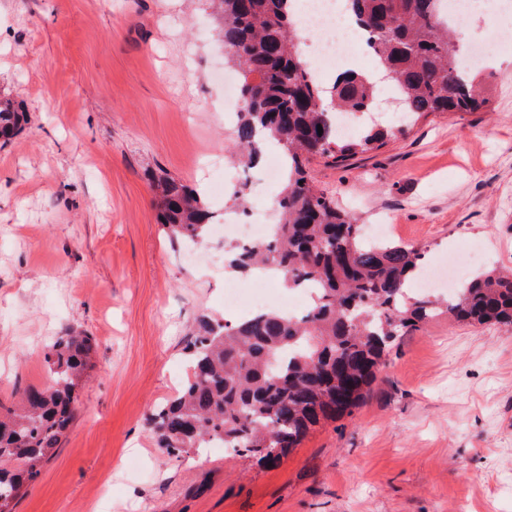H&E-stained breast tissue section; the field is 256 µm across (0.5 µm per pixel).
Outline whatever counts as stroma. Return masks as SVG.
<instances>
[{
    "label": "stroma",
    "mask_w": 512,
    "mask_h": 512,
    "mask_svg": "<svg viewBox=\"0 0 512 512\" xmlns=\"http://www.w3.org/2000/svg\"><path fill=\"white\" fill-rule=\"evenodd\" d=\"M207 0H0V97L26 121L0 147V403L43 387L69 329L96 351L76 417L15 512H512V330L441 316L400 337L365 402L273 466L218 448L176 456L147 417L189 374L188 330L224 316V240L186 259L157 222L152 174L216 217L224 69ZM475 71L476 112L429 115L320 185L425 262L476 247L512 268V29Z\"/></svg>",
    "instance_id": "stroma-1"
}]
</instances>
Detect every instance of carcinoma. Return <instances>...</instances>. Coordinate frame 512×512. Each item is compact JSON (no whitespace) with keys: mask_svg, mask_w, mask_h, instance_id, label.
Segmentation results:
<instances>
[{"mask_svg":"<svg viewBox=\"0 0 512 512\" xmlns=\"http://www.w3.org/2000/svg\"><path fill=\"white\" fill-rule=\"evenodd\" d=\"M291 2L209 0L227 63L240 77L242 112L228 153L252 166L260 141L269 138L287 162L272 237L247 247L231 243L225 258L242 276L273 268L287 288L312 283L316 295L301 317L270 309L236 321L196 320L186 346L187 383L149 418L167 455L215 439L253 457L268 442L297 447L316 426L350 416L363 403L397 337L445 312L455 321L512 328L511 274L467 280L443 309L410 294L420 250L367 241L359 218L310 173L316 158L338 167L406 134L423 116L472 112L489 102V89L461 66L443 0H348L405 111L400 125L368 126L352 138L339 135L333 113L371 111L376 84L355 71L339 74L329 89L316 82L297 48ZM22 120L12 102L0 101L3 142ZM155 183L158 221L171 244L206 242L212 215L197 191L166 174ZM93 353V337L65 332L45 355L52 383L16 391L10 407L0 403V512H13L54 455L74 419L76 390Z\"/></svg>","mask_w":512,"mask_h":512,"instance_id":"obj_1","label":"carcinoma"}]
</instances>
